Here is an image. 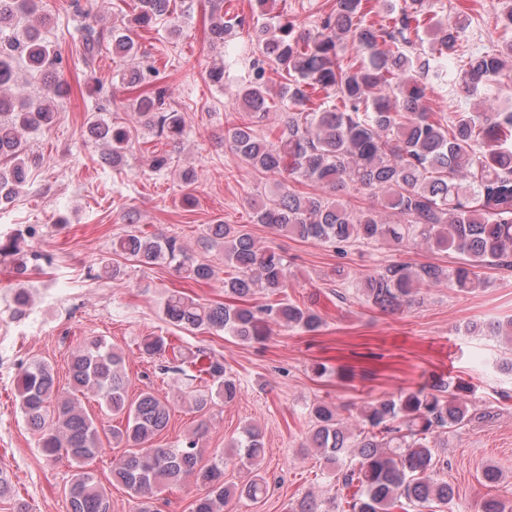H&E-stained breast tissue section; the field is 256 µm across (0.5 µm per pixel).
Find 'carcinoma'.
Returning a JSON list of instances; mask_svg holds the SVG:
<instances>
[{
	"mask_svg": "<svg viewBox=\"0 0 512 512\" xmlns=\"http://www.w3.org/2000/svg\"><path fill=\"white\" fill-rule=\"evenodd\" d=\"M263 19L254 27L259 55L249 57L247 77L239 84L238 122L224 133V144L255 174L275 177L273 189L253 203L258 224L326 246L406 247L423 243L458 255L449 270L437 264H378L361 280L337 275L355 294L382 311L415 301L424 288L449 284L471 293L484 284L481 269L512 272V111L490 101L480 111L433 112L426 105L431 80L441 79L448 56L455 57L453 90L470 98L499 78L512 60V7L502 17V44L494 52L464 50L461 34L468 17L458 11L438 17L427 0H404L387 24L372 20L379 0H336L312 30H301L284 14H273L275 0H253ZM176 0H138V12L125 27L99 29L87 24L82 57L91 66L110 46L136 60L144 56L134 30L175 13ZM223 5L212 4L209 34L213 47L243 21L224 18ZM48 18L40 0H0V204L9 203L38 158L27 149L28 134L51 125L55 99L65 90L16 100L17 64L42 74L58 64L41 37ZM167 90L140 92L128 122L97 117L90 123L95 140L108 147L102 159L121 164L139 143L144 129L156 137L178 140L186 130L184 113L166 102ZM280 113L278 125L258 128L266 115ZM312 191L302 193L292 183ZM352 189L381 198V206L402 216L398 224L381 219L374 207L346 206L335 198ZM206 248L224 253V292L234 304L202 302L173 289L163 294L161 311L172 325L189 332L222 331L242 342L267 338L269 324L316 332L321 316L278 298L288 286V259L272 247H260L236 225H207ZM113 251L145 265H166L187 281L210 280L215 270L197 260L173 236L141 232L112 243ZM0 256L10 258L17 274L42 269L43 255L25 248L21 235L0 239ZM275 300L248 305L256 290ZM512 345V319L472 324ZM141 351L172 357V370L191 375L200 389L186 394L201 412L214 400L234 402L238 380L224 358L197 348L185 351L168 336H145ZM69 390L56 387L52 365L33 360L16 377L20 411L48 458L75 464L65 488L67 512H112L107 487L90 464L104 445L119 450L112 481L139 499L137 512H159L154 491L161 486L192 484L199 490L191 512H224L233 497L259 502L268 494L261 465L263 433L242 427L227 449L203 461L198 429L179 445L165 448L155 440L169 426V400L146 388L129 396L130 380L122 351L103 337L84 342L71 355ZM465 387L439 378L416 390L380 398L360 409L350 427L336 405H309L305 447L313 448L334 480L346 508L341 512H450L456 491L439 478L446 462L435 452L448 446V434L469 425ZM96 401L118 424L99 425L84 401ZM236 458L245 473L241 483L224 484V465Z\"/></svg>",
	"mask_w": 512,
	"mask_h": 512,
	"instance_id": "cac0c4a2",
	"label": "carcinoma"
}]
</instances>
